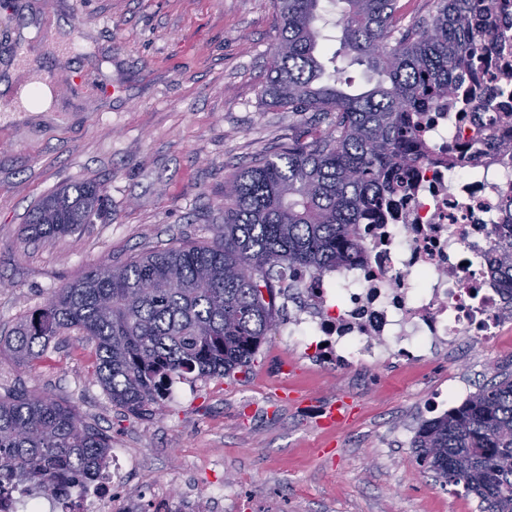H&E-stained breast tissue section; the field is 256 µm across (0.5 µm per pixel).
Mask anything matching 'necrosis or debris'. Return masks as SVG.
I'll list each match as a JSON object with an SVG mask.
<instances>
[{"label": "necrosis or debris", "instance_id": "obj_1", "mask_svg": "<svg viewBox=\"0 0 512 512\" xmlns=\"http://www.w3.org/2000/svg\"><path fill=\"white\" fill-rule=\"evenodd\" d=\"M512 29V7L489 18L475 73L493 108L429 102L412 146L416 164L385 210L358 227L364 253L318 275L290 273L280 333L314 362L339 368L392 361L416 365L450 344L476 348L512 334V290L485 258L512 196V51L497 31ZM130 468L112 456L90 485L43 495H0V512H96L124 487Z\"/></svg>", "mask_w": 512, "mask_h": 512}]
</instances>
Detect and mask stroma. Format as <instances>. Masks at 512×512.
<instances>
[{"label":"stroma","instance_id":"1","mask_svg":"<svg viewBox=\"0 0 512 512\" xmlns=\"http://www.w3.org/2000/svg\"><path fill=\"white\" fill-rule=\"evenodd\" d=\"M276 35L272 0H0L1 337L99 264L211 240L233 172L300 128L326 127L321 113L265 98ZM35 74L59 78L52 102L17 110L15 87ZM82 181L104 186L108 216L31 240L32 205ZM94 361L75 330L52 338L33 370L4 342L0 396L51 394L111 438L132 482L108 512L187 482L203 496L223 488L222 512H478L476 497L423 473L410 442L435 393L454 407L458 384L512 372V338L441 352L423 369L342 373L275 333L250 373L178 380L150 419L113 406ZM340 399L346 420L325 428L320 408Z\"/></svg>","mask_w":512,"mask_h":512}]
</instances>
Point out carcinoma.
I'll return each mask as SVG.
<instances>
[{
	"label": "carcinoma",
	"instance_id": "carcinoma-1",
	"mask_svg": "<svg viewBox=\"0 0 512 512\" xmlns=\"http://www.w3.org/2000/svg\"><path fill=\"white\" fill-rule=\"evenodd\" d=\"M398 0H274L280 17L271 53L272 103L322 112L327 128H304L224 185V225L206 243L101 264L57 291L11 333L15 357L37 366L48 342L76 329L95 343L94 376L112 404L160 416L175 380L252 369L282 321L276 286L292 269L320 273L357 256L354 228L400 188L416 161L425 102L455 90L482 51L477 22L502 0H432L402 29ZM368 66L370 87L348 92L328 68L329 42ZM95 182L71 183L29 211L36 240L68 236L103 207ZM512 284V221L488 258ZM411 447L422 470L479 499V512H512V376L504 373L459 407L423 422ZM109 436L48 394L0 397V491L68 488L111 457Z\"/></svg>",
	"mask_w": 512,
	"mask_h": 512
}]
</instances>
